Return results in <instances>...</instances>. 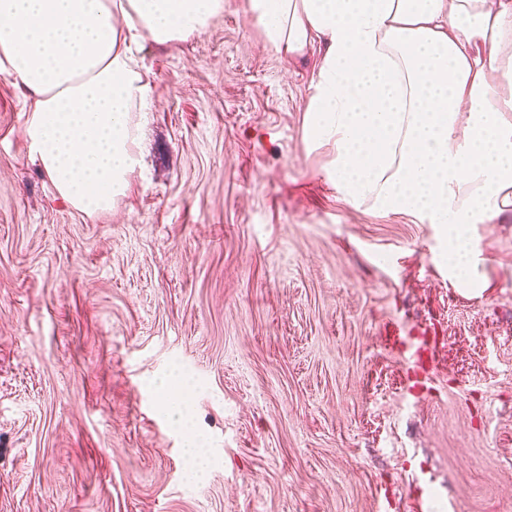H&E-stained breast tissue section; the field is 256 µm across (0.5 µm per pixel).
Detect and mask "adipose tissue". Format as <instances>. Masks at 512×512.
I'll list each match as a JSON object with an SVG mask.
<instances>
[{
    "label": "adipose tissue",
    "mask_w": 512,
    "mask_h": 512,
    "mask_svg": "<svg viewBox=\"0 0 512 512\" xmlns=\"http://www.w3.org/2000/svg\"><path fill=\"white\" fill-rule=\"evenodd\" d=\"M266 44H320L306 106L347 203L429 215L448 278L487 287L473 231L512 210V0H247ZM224 0H0V73L32 98L29 157L55 193L110 210L137 163L150 84L131 50L204 31Z\"/></svg>",
    "instance_id": "obj_1"
}]
</instances>
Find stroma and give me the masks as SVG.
Segmentation results:
<instances>
[{
    "mask_svg": "<svg viewBox=\"0 0 512 512\" xmlns=\"http://www.w3.org/2000/svg\"><path fill=\"white\" fill-rule=\"evenodd\" d=\"M138 58L141 164L90 217L0 73V512H512V213L475 297L438 225L348 204L306 138L317 52L266 50L246 0ZM389 319L447 339L419 390Z\"/></svg>",
    "mask_w": 512,
    "mask_h": 512,
    "instance_id": "35a3bbf8",
    "label": "stroma"
}]
</instances>
